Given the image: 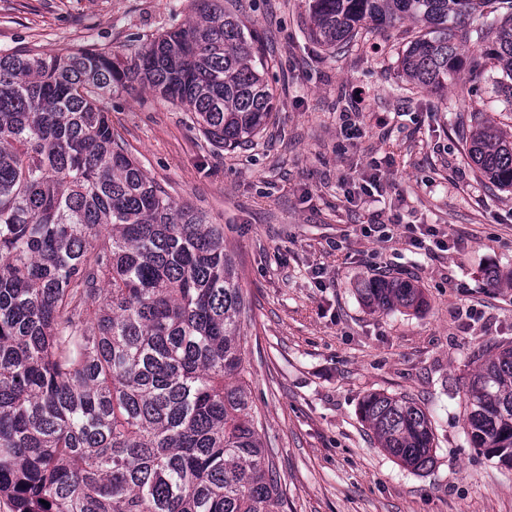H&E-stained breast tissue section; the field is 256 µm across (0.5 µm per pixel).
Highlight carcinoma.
I'll list each match as a JSON object with an SVG mask.
<instances>
[{
  "instance_id": "1",
  "label": "carcinoma",
  "mask_w": 512,
  "mask_h": 512,
  "mask_svg": "<svg viewBox=\"0 0 512 512\" xmlns=\"http://www.w3.org/2000/svg\"><path fill=\"white\" fill-rule=\"evenodd\" d=\"M308 36L334 51L368 27L421 25L408 82L444 89L469 59L500 66L512 103V0H305ZM258 33L218 0L123 60L91 48L0 54V499L11 512H278L283 490L243 378L246 311L224 225L148 179L101 97L139 84L234 151L266 128L273 93ZM463 151L512 188V132L477 124ZM370 305L420 306L400 278ZM360 415L403 466L433 464L412 398L368 395ZM466 435L512 467V345L482 354Z\"/></svg>"
}]
</instances>
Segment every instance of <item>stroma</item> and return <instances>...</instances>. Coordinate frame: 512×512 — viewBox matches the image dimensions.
Returning a JSON list of instances; mask_svg holds the SVG:
<instances>
[{
    "mask_svg": "<svg viewBox=\"0 0 512 512\" xmlns=\"http://www.w3.org/2000/svg\"><path fill=\"white\" fill-rule=\"evenodd\" d=\"M224 8L273 44L275 109L253 146L216 148L180 105L139 89L100 105L151 180L224 227L282 512H512V469L464 430L475 355L512 343V189L481 178L461 143L478 117L512 131L499 68L413 89L400 66L413 22L331 54L306 34L305 0ZM195 13L196 0H0V53L92 46L128 58ZM374 161L383 196L370 209L352 194ZM411 224L433 225L436 240L412 247ZM384 271L420 288L424 306L364 302L363 282ZM375 392L426 411L431 468L411 471L379 448L359 415Z\"/></svg>",
    "mask_w": 512,
    "mask_h": 512,
    "instance_id": "35a3bbf8",
    "label": "stroma"
}]
</instances>
